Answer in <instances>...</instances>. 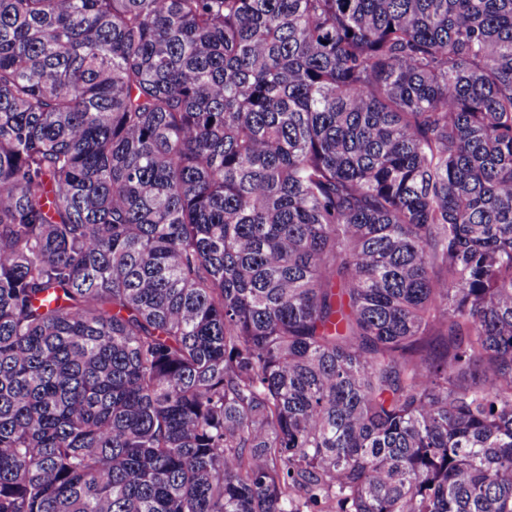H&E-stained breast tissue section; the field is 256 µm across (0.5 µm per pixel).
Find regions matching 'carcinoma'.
Listing matches in <instances>:
<instances>
[{
	"mask_svg": "<svg viewBox=\"0 0 512 512\" xmlns=\"http://www.w3.org/2000/svg\"><path fill=\"white\" fill-rule=\"evenodd\" d=\"M0 512H512V0H0Z\"/></svg>",
	"mask_w": 512,
	"mask_h": 512,
	"instance_id": "carcinoma-1",
	"label": "carcinoma"
}]
</instances>
